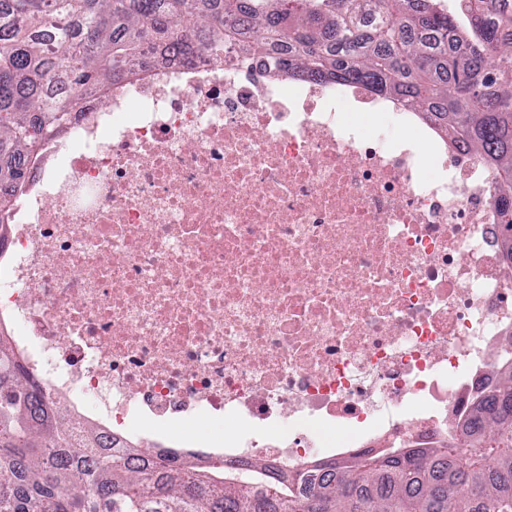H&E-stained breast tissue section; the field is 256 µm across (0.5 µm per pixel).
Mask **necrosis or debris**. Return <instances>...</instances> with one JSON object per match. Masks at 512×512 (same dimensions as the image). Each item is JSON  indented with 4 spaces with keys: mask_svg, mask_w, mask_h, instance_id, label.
I'll return each mask as SVG.
<instances>
[{
    "mask_svg": "<svg viewBox=\"0 0 512 512\" xmlns=\"http://www.w3.org/2000/svg\"><path fill=\"white\" fill-rule=\"evenodd\" d=\"M84 91L0 215V335L104 448L282 472L435 448L512 367L495 171L238 44Z\"/></svg>",
    "mask_w": 512,
    "mask_h": 512,
    "instance_id": "1",
    "label": "necrosis or debris"
}]
</instances>
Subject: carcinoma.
I'll return each instance as SVG.
<instances>
[{
	"label": "carcinoma",
	"mask_w": 512,
	"mask_h": 512,
	"mask_svg": "<svg viewBox=\"0 0 512 512\" xmlns=\"http://www.w3.org/2000/svg\"><path fill=\"white\" fill-rule=\"evenodd\" d=\"M0 0V189H15L42 140L85 90L143 63L148 43L188 58L254 30L276 71L341 79L390 95L482 153L496 171L512 258V0ZM198 28L211 42H192ZM139 466L46 403L40 380L0 339V512H512V370L472 409L466 439L324 463L300 496L267 467L222 472L190 456Z\"/></svg>",
	"instance_id": "obj_1"
}]
</instances>
